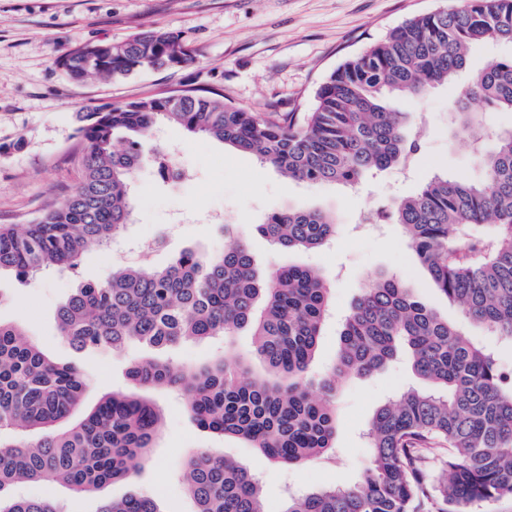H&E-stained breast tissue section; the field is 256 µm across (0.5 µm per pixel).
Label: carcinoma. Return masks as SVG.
I'll list each match as a JSON object with an SVG mask.
<instances>
[{
    "label": "carcinoma",
    "instance_id": "cac0c4a2",
    "mask_svg": "<svg viewBox=\"0 0 512 512\" xmlns=\"http://www.w3.org/2000/svg\"><path fill=\"white\" fill-rule=\"evenodd\" d=\"M504 42L512 44V0H464L406 20L347 59L308 112H256L194 92L80 112L83 178L38 219L0 224V273L73 270L87 250L126 229L129 178L144 156L136 140L114 150L121 132L145 137L167 121L291 179L354 187L368 173L406 165L419 148L413 113L396 101L446 85L449 133L470 148L485 177L435 175L385 217L401 226L419 266L470 323L512 343V130L490 131L485 113L472 109L512 112V57L492 58L459 81L471 49ZM92 54L104 60L87 63ZM190 60L179 36L151 30L119 44L77 46L58 67L75 82L120 80ZM488 132L490 152L482 140ZM258 230L289 252L320 249L336 236L335 218L318 209L275 212ZM330 311L321 274L301 264L262 272L241 242L217 257L188 249L165 267H118L106 283L79 286L59 307L60 333L76 351L119 353L133 341L166 350L222 336L224 356L197 368L146 359L129 371L132 390L90 409L83 408L81 364L53 360L20 327L0 321V512H58L47 500L14 497L22 482L82 495L137 478L162 429L159 407L143 395L156 387L184 392L200 426L271 462L327 459L336 448L340 384L376 373L402 348L434 390L407 389L378 408L367 428L371 467L363 481L292 496L282 512H432L436 497L464 512L472 501L512 496V371L496 349L441 318L400 279L380 276L360 289L340 325L335 362L314 379L309 369ZM245 328L263 374L232 346ZM437 446L450 452L445 480L433 486L424 460ZM182 468L197 512H266L259 479L234 458L199 451ZM96 512L160 510L133 494Z\"/></svg>",
    "mask_w": 512,
    "mask_h": 512
}]
</instances>
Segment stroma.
Here are the masks:
<instances>
[{
    "instance_id": "1",
    "label": "stroma",
    "mask_w": 512,
    "mask_h": 512,
    "mask_svg": "<svg viewBox=\"0 0 512 512\" xmlns=\"http://www.w3.org/2000/svg\"><path fill=\"white\" fill-rule=\"evenodd\" d=\"M460 0H0V224H26L65 199L82 179L73 156L79 143L76 112L195 89L258 112H305L319 86L338 65L381 40L411 17L458 6ZM176 33L192 63L149 69L126 80H68L58 59L82 43H121L140 32ZM451 97L439 86L400 101L402 111L426 118L418 126L420 149L413 170H388L356 188L311 186L289 179L247 153L215 139L188 137L171 124L142 138L144 152L173 160L174 172L157 163L140 165L130 177L132 218L108 247L86 252L74 271H50L21 279L0 274V320L22 325L30 338L59 361L88 368L86 406L127 389L128 369L150 356L133 342L122 354L75 351L59 332L57 310L83 283H104L118 266L140 264L138 244L161 236L163 246L149 262L163 267L181 251L222 254L247 243L258 266L272 270L303 264L324 275L331 288L333 317L313 365L326 371L336 358L340 320L361 287L389 275L406 280L416 295L449 322L464 320L414 264L394 224L364 232L367 212L381 211L415 194L437 173L479 181L484 171L466 144L448 134ZM319 208L336 221L330 247L303 253L282 250L256 230L285 208ZM407 353L379 372L349 379L337 395L335 458L300 466L270 463L254 449L202 430L182 394L165 388L151 396L163 428L150 462L136 482H115L85 495L51 484L23 483L17 497H38L60 512H95L100 502L139 492L156 497L164 512H196L180 463L200 450L228 454L259 477L267 512H283L289 495L318 486L359 483L371 466L364 432L376 410L398 391L423 388Z\"/></svg>"
}]
</instances>
